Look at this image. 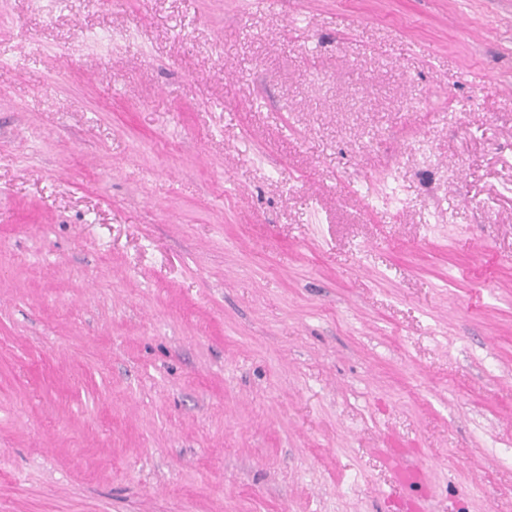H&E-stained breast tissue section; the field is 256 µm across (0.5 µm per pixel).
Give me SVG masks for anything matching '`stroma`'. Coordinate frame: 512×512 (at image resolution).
Segmentation results:
<instances>
[{"label": "stroma", "mask_w": 512, "mask_h": 512, "mask_svg": "<svg viewBox=\"0 0 512 512\" xmlns=\"http://www.w3.org/2000/svg\"><path fill=\"white\" fill-rule=\"evenodd\" d=\"M413 498L512 512V0H0V512Z\"/></svg>", "instance_id": "stroma-1"}]
</instances>
